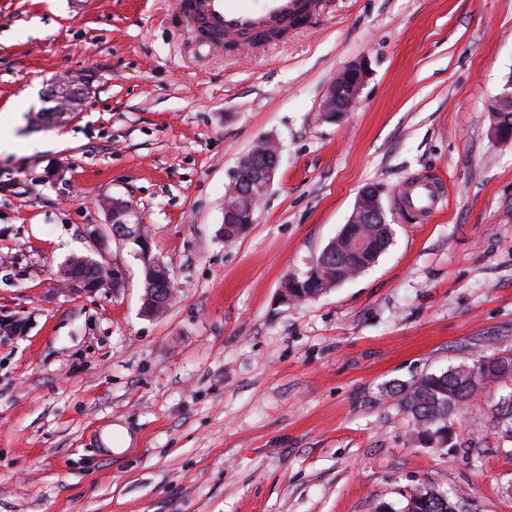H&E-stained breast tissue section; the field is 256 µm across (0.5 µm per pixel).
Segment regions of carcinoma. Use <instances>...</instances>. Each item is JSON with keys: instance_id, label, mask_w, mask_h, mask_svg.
Wrapping results in <instances>:
<instances>
[{"instance_id": "1", "label": "carcinoma", "mask_w": 512, "mask_h": 512, "mask_svg": "<svg viewBox=\"0 0 512 512\" xmlns=\"http://www.w3.org/2000/svg\"><path fill=\"white\" fill-rule=\"evenodd\" d=\"M359 231L378 242L381 251L392 244L390 227L379 224H345L340 232L322 250L316 262L303 274L288 278L285 284L288 298L296 301H310L338 286L342 278H352L369 268L371 260L345 259L346 243L350 233ZM144 312L156 314L149 299V289L155 287V259L148 255L142 258ZM488 366L483 374L487 382L512 379V350L497 354L483 355L441 373L425 374L409 385L396 384L390 387L389 394L399 397L403 410L414 423L416 441L428 445H446L453 440L452 415L467 404L480 390L471 382V372L483 361ZM497 423L505 434L512 435V393L499 399L496 405ZM470 509L469 499L457 492H448L434 486L422 485L415 488L399 507L393 502L382 501L376 512H463Z\"/></svg>"}]
</instances>
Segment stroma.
Returning a JSON list of instances; mask_svg holds the SVG:
<instances>
[{
	"mask_svg": "<svg viewBox=\"0 0 512 512\" xmlns=\"http://www.w3.org/2000/svg\"><path fill=\"white\" fill-rule=\"evenodd\" d=\"M174 0H0V512H375L422 484L512 512V381L423 447L392 383L512 349V141L489 106L512 74V0H322L261 49L205 47ZM365 59L343 121L318 106ZM84 73L73 112L55 81ZM282 145L254 224L225 241L224 193L262 136ZM447 183L429 222L396 197ZM397 213L377 262L294 304L286 279L346 224L358 191ZM132 206L175 297L142 311L130 243L98 246L103 200ZM122 272L63 288L69 259ZM22 325L23 334L12 332ZM119 425L129 447L106 451ZM80 263H83V264H90V265H94L96 266L97 268H99L100 270V274L98 276V273H99V270L98 269H95V268H92L90 265H86L85 268H83L82 270V273L83 275L86 277L87 280L91 281V280H94L95 278H100V280L98 281H95V282H84L82 280H75V281H70V275L68 274V269L67 271L65 270L64 272V275L66 277V280L68 282V285L69 287L71 288V290L75 291V292H79V293H93L94 291H96L98 288H102L105 284H106V278L108 277V272L106 271V269L104 268V266L94 260H92L91 258H81L79 259Z\"/></svg>",
	"mask_w": 512,
	"mask_h": 512,
	"instance_id": "stroma-1",
	"label": "stroma"
}]
</instances>
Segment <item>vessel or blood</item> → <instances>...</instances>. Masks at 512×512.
Segmentation results:
<instances>
[{"mask_svg":"<svg viewBox=\"0 0 512 512\" xmlns=\"http://www.w3.org/2000/svg\"><path fill=\"white\" fill-rule=\"evenodd\" d=\"M178 21L205 45L245 41L256 46L310 24L319 13V0H177ZM446 198L444 181L422 177L401 196L404 208L433 217Z\"/></svg>","mask_w":512,"mask_h":512,"instance_id":"vessel-or-blood-1","label":"vessel or blood"}]
</instances>
